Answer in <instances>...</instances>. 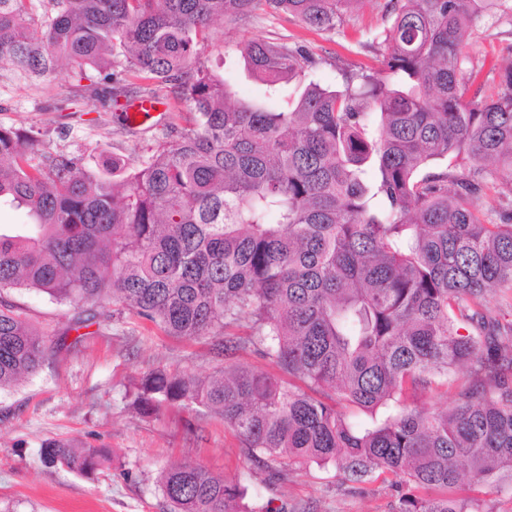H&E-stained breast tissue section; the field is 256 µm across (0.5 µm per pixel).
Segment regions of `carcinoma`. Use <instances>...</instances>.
Instances as JSON below:
<instances>
[{
  "label": "carcinoma",
  "mask_w": 512,
  "mask_h": 512,
  "mask_svg": "<svg viewBox=\"0 0 512 512\" xmlns=\"http://www.w3.org/2000/svg\"><path fill=\"white\" fill-rule=\"evenodd\" d=\"M0 0V62L31 79L67 75L78 96L124 112L118 74L177 90L185 124L138 166L101 168L0 124V292L129 311L167 336L212 340L202 380L152 369L132 393L145 415L196 406L222 419L249 458L331 463L353 490L381 479L396 512H491L455 492L490 483L512 493V328L487 315L512 290V208L477 205L482 173L505 171L512 202V62L495 96L469 97L470 31L512 0H386L381 68L342 83L306 79L303 44L247 40L265 99H239L231 79L196 65L216 17L255 11L333 31L361 0ZM303 83L298 98L283 86ZM459 159L471 178L435 172ZM453 190H448V184ZM246 322L249 337L226 329ZM249 346L277 368L234 360ZM43 340L0 298V391L47 361ZM465 372L454 405L418 399ZM357 425L345 409L374 413ZM47 467L87 476L108 449L65 439ZM170 512H249L245 489L191 463L160 472Z\"/></svg>",
  "instance_id": "carcinoma-1"
}]
</instances>
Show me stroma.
<instances>
[{"label": "stroma", "mask_w": 512, "mask_h": 512, "mask_svg": "<svg viewBox=\"0 0 512 512\" xmlns=\"http://www.w3.org/2000/svg\"><path fill=\"white\" fill-rule=\"evenodd\" d=\"M385 0H365L330 32L256 13L234 21L216 18L198 47L202 65L229 73L242 98L258 96L241 46L249 39L282 37L310 47L319 63L309 78L324 86L340 83V69L375 71L381 34L391 19ZM512 46V17L491 14L476 27L467 51L480 63L481 96L493 94L498 64ZM75 81L23 79L0 67V123L30 130L57 151L97 165L111 154L137 166L162 139L161 127L129 133L102 103L76 111ZM4 297L39 334L50 351L43 369L0 393V512H165L157 479L161 470L194 463L247 489L251 512L287 505L288 512H394L396 499L377 482L359 492L343 484L333 465L279 463V477L250 459L222 420L197 407L144 416L128 398L142 374L161 367L202 377L214 371L210 343L162 335L131 315L97 317L92 307L53 301L46 294L10 290ZM87 326L71 330L78 314ZM50 439L110 449L112 459L92 478L61 467L48 468L40 449Z\"/></svg>", "instance_id": "1"}]
</instances>
